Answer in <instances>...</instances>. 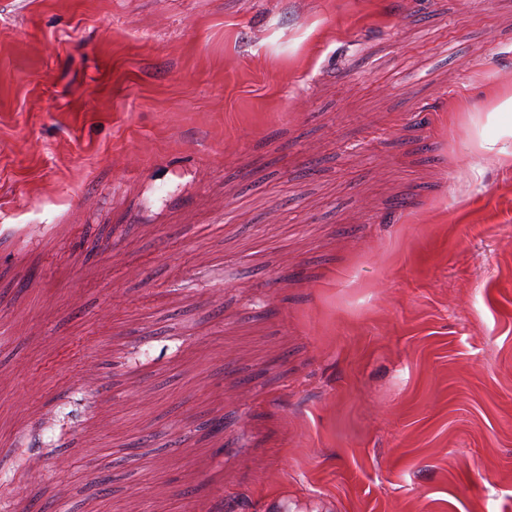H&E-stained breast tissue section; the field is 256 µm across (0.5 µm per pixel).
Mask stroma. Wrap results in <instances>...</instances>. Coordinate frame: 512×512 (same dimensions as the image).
Returning <instances> with one entry per match:
<instances>
[{
    "label": "stroma",
    "instance_id": "35a3bbf8",
    "mask_svg": "<svg viewBox=\"0 0 512 512\" xmlns=\"http://www.w3.org/2000/svg\"><path fill=\"white\" fill-rule=\"evenodd\" d=\"M508 91L512 0H0V504L512 512Z\"/></svg>",
    "mask_w": 512,
    "mask_h": 512
}]
</instances>
